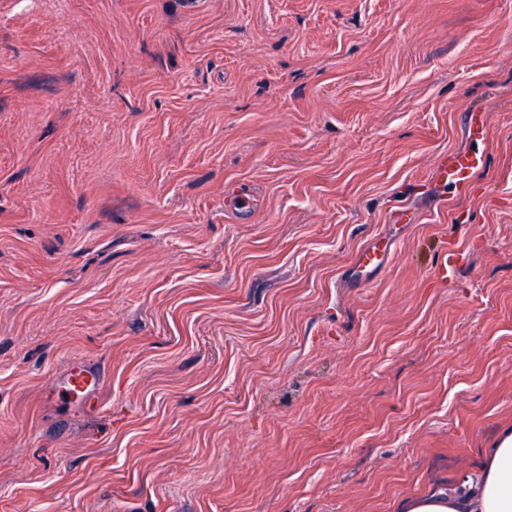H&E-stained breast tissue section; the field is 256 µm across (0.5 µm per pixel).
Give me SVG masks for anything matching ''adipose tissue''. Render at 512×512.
<instances>
[{
    "mask_svg": "<svg viewBox=\"0 0 512 512\" xmlns=\"http://www.w3.org/2000/svg\"><path fill=\"white\" fill-rule=\"evenodd\" d=\"M397 512H512V426L484 449L478 468L448 490L427 491L400 501Z\"/></svg>",
    "mask_w": 512,
    "mask_h": 512,
    "instance_id": "1",
    "label": "adipose tissue"
}]
</instances>
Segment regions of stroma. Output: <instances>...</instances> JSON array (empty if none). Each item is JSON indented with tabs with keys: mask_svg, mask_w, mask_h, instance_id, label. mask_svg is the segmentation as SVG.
Returning <instances> with one entry per match:
<instances>
[{
	"mask_svg": "<svg viewBox=\"0 0 512 512\" xmlns=\"http://www.w3.org/2000/svg\"><path fill=\"white\" fill-rule=\"evenodd\" d=\"M507 426L512 0H0V512H394ZM483 160V153L478 148L446 155L437 166L435 180L440 185L464 189L472 174L483 165ZM259 200L252 188L244 183L235 186L226 196V210L238 218L251 216L258 208ZM389 253L385 248L382 256H379L377 248L372 245L361 250L356 258L355 265L348 270L347 278L353 282L363 279V272L373 273L384 265V257ZM102 383L100 369L93 363L80 362L61 381V386L70 394L84 396L90 394Z\"/></svg>",
	"mask_w": 512,
	"mask_h": 512,
	"instance_id": "35a3bbf8",
	"label": "stroma"
}]
</instances>
